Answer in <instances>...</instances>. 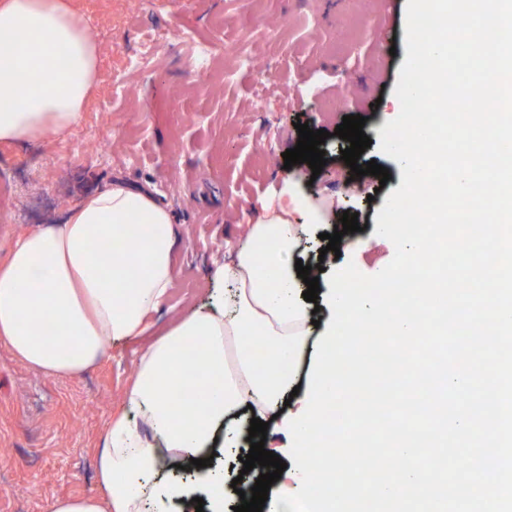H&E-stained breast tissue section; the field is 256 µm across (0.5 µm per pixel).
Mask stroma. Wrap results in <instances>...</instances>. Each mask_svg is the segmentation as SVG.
<instances>
[{
    "mask_svg": "<svg viewBox=\"0 0 512 512\" xmlns=\"http://www.w3.org/2000/svg\"><path fill=\"white\" fill-rule=\"evenodd\" d=\"M105 65L80 122L47 142L0 143V264L17 238L64 221L85 196L114 180L154 192L172 212L177 277L167 303L150 319L151 335L208 306L213 272L243 239L288 172L311 179L327 205L323 224L303 238L311 263L344 212L349 234L328 275L354 263L381 271L394 246L376 233L377 214L400 187V165L378 147L390 178L353 177L340 158L343 116L365 117L379 133L400 113L394 95L406 59L407 0L388 14L382 0H72ZM189 29L209 44L196 59L180 37ZM171 37L147 64L136 59L155 32ZM328 131L320 174L308 164L285 169L297 124ZM144 339L113 341L77 377L50 378L0 343V512H51L68 496H104L96 456L111 418L125 408Z\"/></svg>",
    "mask_w": 512,
    "mask_h": 512,
    "instance_id": "stroma-1",
    "label": "stroma"
}]
</instances>
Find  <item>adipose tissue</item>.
Instances as JSON below:
<instances>
[{
	"label": "adipose tissue",
	"mask_w": 512,
	"mask_h": 512,
	"mask_svg": "<svg viewBox=\"0 0 512 512\" xmlns=\"http://www.w3.org/2000/svg\"><path fill=\"white\" fill-rule=\"evenodd\" d=\"M98 62L99 48L72 0H0V142L46 141L77 124L98 86ZM298 214L318 224L323 208L291 175L278 204L266 206L230 262L216 267L215 279L231 285V293L177 319L142 352L126 392L129 410L110 421L98 453L105 498H59L52 512H141L145 501L151 512H190L199 492L209 512H224L225 492L212 466L195 469L189 481L176 469L161 472L160 463L222 462L227 441L247 433L251 419L267 420L296 383L312 332L295 269L304 225L295 223ZM174 242L169 209L146 191L110 183L71 209L64 223L16 241L0 267V342L43 375L82 373L112 340L146 333L148 316L176 277ZM40 267L46 274L39 279ZM367 295L348 269L325 305L338 323ZM236 336L267 338L264 369L246 350L229 362L227 343ZM336 342L328 331L308 395L281 419L285 441L274 452L292 465L266 512H288L293 499L313 489L319 391L336 368ZM184 391L195 393V401L175 404L173 395ZM219 434L226 443L218 447Z\"/></svg>",
	"instance_id": "1"
}]
</instances>
